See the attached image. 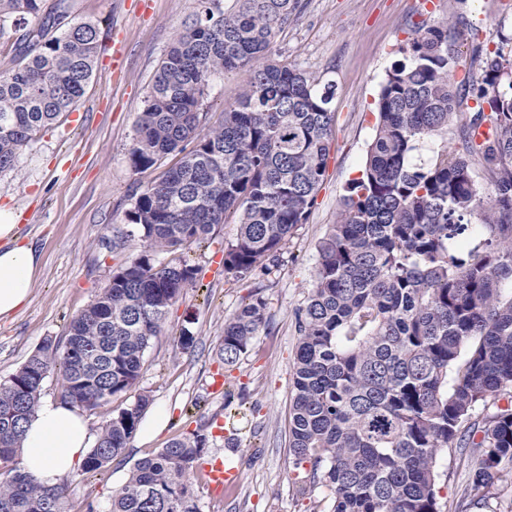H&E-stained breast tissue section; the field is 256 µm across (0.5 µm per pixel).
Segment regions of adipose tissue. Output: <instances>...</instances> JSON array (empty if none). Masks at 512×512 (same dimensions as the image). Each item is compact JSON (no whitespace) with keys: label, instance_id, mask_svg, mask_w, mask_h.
I'll return each mask as SVG.
<instances>
[{"label":"adipose tissue","instance_id":"ef3b65f1","mask_svg":"<svg viewBox=\"0 0 512 512\" xmlns=\"http://www.w3.org/2000/svg\"><path fill=\"white\" fill-rule=\"evenodd\" d=\"M40 266L34 249L21 243L13 216L0 212V319L29 304ZM90 442L88 422L76 408L45 401L26 427L20 465L41 483L54 485L73 472Z\"/></svg>","mask_w":512,"mask_h":512}]
</instances>
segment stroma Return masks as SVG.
Returning a JSON list of instances; mask_svg holds the SVG:
<instances>
[{"mask_svg":"<svg viewBox=\"0 0 512 512\" xmlns=\"http://www.w3.org/2000/svg\"><path fill=\"white\" fill-rule=\"evenodd\" d=\"M297 21L280 33L274 58L295 64L308 76L336 86L333 149L323 184L306 224L284 247L270 274L237 280L224 274L222 255L237 226H221L211 239L192 248L198 270L195 287L170 307L166 323L146 351L135 389L86 412L91 430L113 413L151 397L165 418L151 431H136L127 457L99 474L82 469L68 475L67 512H110L112 494L132 464L156 453L179 433L208 425L226 411L248 415L235 431L241 478L223 493L212 492L201 475L190 480L199 512H323L324 487L301 492L298 471L288 449V408L298 332L295 313L309 296L317 265L316 245L335 223L347 183L357 177L376 126L379 85L400 60L399 48L415 27L444 19L472 25L475 35L455 44L458 77L477 72V47L495 48L512 33V0H301ZM72 17L95 20L105 40H119L123 62L110 64L102 52L91 82L72 111L26 147L15 171L0 175V212H11L19 233L41 257L30 304L13 318L0 320V380L14 373L45 338L65 336L70 320L105 288L116 266L138 257L143 242L127 236L125 214L131 194L157 180L179 160L172 154L143 172L135 171L128 150L153 75L168 46L197 12L198 0H148L137 11L128 0H70ZM245 75L238 70L215 74L205 99L210 122L222 120L226 106L239 97ZM126 234L120 250L116 235ZM267 302L268 327L246 356L227 367L217 356L224 322L255 292ZM196 338L182 349V328ZM224 387L212 388L215 375ZM475 449H444L436 462L440 512H512V484L490 493L472 490L468 473Z\"/></svg>","mask_w":512,"mask_h":512,"instance_id":"stroma-1","label":"stroma"}]
</instances>
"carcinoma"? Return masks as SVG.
Listing matches in <instances>:
<instances>
[{
    "label": "carcinoma",
    "instance_id": "carcinoma-1",
    "mask_svg": "<svg viewBox=\"0 0 512 512\" xmlns=\"http://www.w3.org/2000/svg\"><path fill=\"white\" fill-rule=\"evenodd\" d=\"M157 68L129 159L137 171L183 157L132 194L127 235L145 250L112 271L72 319L65 340L45 339L0 381V512H66L69 486L44 485L15 462L44 380L61 370L60 401L92 410L138 383L143 357L169 308L196 282L184 257L229 219L224 272L268 274L322 184L335 123L334 85L270 58L299 0H199ZM458 31L417 28L404 60L381 82L378 121L336 223L317 245L315 285L296 311L299 334L288 447L300 482L321 484L331 512H439L435 464L448 447L478 448L473 488L512 480V409L462 434L489 398L512 388V55L480 53V76L456 82ZM16 68L0 75V175L84 95L102 49L99 24L75 21L69 0H0V39ZM245 72V90L207 126L204 100L218 71ZM469 111L460 122L463 110ZM457 129L423 163L424 140ZM488 187L478 180V173ZM267 322L260 293L224 323L218 355L236 365ZM146 395L98 431L83 471L126 456ZM209 436L179 434L134 462L111 512H198L189 491Z\"/></svg>",
    "mask_w": 512,
    "mask_h": 512
}]
</instances>
